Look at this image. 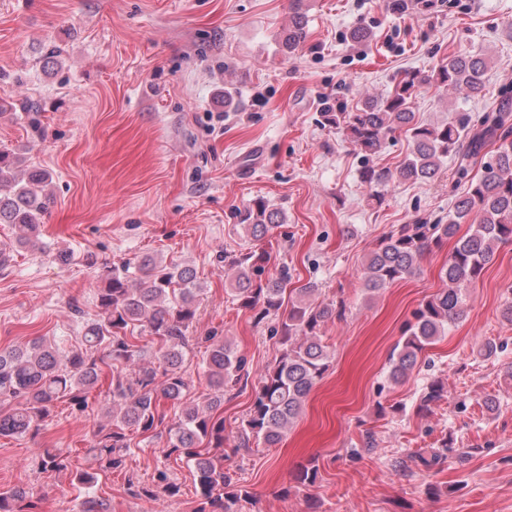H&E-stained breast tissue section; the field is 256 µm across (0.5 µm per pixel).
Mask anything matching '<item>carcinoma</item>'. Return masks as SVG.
Masks as SVG:
<instances>
[{"label": "carcinoma", "instance_id": "obj_1", "mask_svg": "<svg viewBox=\"0 0 512 512\" xmlns=\"http://www.w3.org/2000/svg\"><path fill=\"white\" fill-rule=\"evenodd\" d=\"M291 23L280 35L283 50L292 52L306 39L303 0H293ZM488 60L468 53H453L428 74H409L392 92L369 98L354 112H325L324 120L343 130L361 151L379 154L389 136L398 129L409 134L412 150L395 169L364 167L360 181L372 189L371 198L384 201L381 189L391 183L432 179L452 153L465 159L481 156L492 144L481 172L468 177L467 165L458 168L468 178L467 187L448 220L438 224H401L385 236L367 256L361 273L363 288L374 296L391 284L412 275L431 243L456 235L472 214L479 223L458 238L442 268L445 287L419 304L412 313L401 342L390 358L389 376L395 383L416 366L419 354L448 326L465 314L466 290L476 283L502 244L512 242V98L505 97L495 113L471 126L470 116L459 114L441 124L415 121L412 101L422 87L450 88L465 98L483 92ZM22 159L8 147L0 148V224L12 226L14 239L0 244V264L16 247H37L41 242L43 217L50 204L38 187L51 182L47 170L19 179ZM255 240L282 223L279 211L261 198L238 212ZM267 254L241 252L229 260L232 274L229 290L238 304L257 311L261 320L278 315L288 306V315L274 332L283 346L280 358L261 376L252 409L239 433V447L253 442L268 447L278 444L298 417L302 403L329 367V346L323 342L324 327L342 315L343 306L317 303L316 291L308 283L287 289V269L263 277ZM203 288L187 266L164 264L153 257L114 267L98 289V318L84 327L82 348L62 355L39 339L23 346L0 349V399L9 401L0 409V437H16L38 430L55 403L70 397L85 405V394L97 388L107 360L119 363L112 372V423L95 432L90 451L102 469L122 465L131 451L125 430L143 432L155 427L161 403L179 404L190 389L182 372L187 332L196 320ZM136 327L157 343L155 361L144 359V350L127 336ZM204 374L210 387L204 405H186L169 428L170 452H178L191 463L202 499L219 504L224 512L241 498L231 489L224 472V419L214 412L224 403V389L240 379L245 361L222 336H206ZM41 466L46 471L67 469L63 454L44 449ZM39 502L22 487L0 490V512H39Z\"/></svg>", "mask_w": 512, "mask_h": 512}]
</instances>
